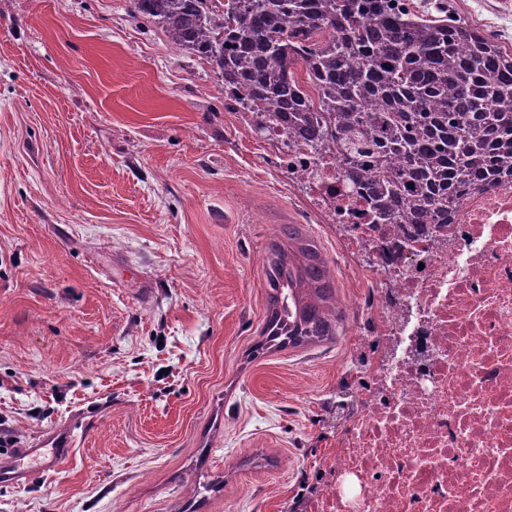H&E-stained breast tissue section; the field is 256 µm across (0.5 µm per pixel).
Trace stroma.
Here are the masks:
<instances>
[{
  "mask_svg": "<svg viewBox=\"0 0 512 512\" xmlns=\"http://www.w3.org/2000/svg\"><path fill=\"white\" fill-rule=\"evenodd\" d=\"M288 224L343 321L259 355ZM365 267L131 0H0V434L74 428L0 512H308L353 424ZM74 444V434L71 427L62 426L55 428L52 432L46 435L42 440V446H50L54 448V459L61 460L69 455L70 449Z\"/></svg>",
  "mask_w": 512,
  "mask_h": 512,
  "instance_id": "stroma-1",
  "label": "stroma"
}]
</instances>
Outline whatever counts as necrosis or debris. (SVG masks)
Listing matches in <instances>:
<instances>
[{
    "label": "necrosis or debris",
    "instance_id": "necrosis-or-debris-1",
    "mask_svg": "<svg viewBox=\"0 0 512 512\" xmlns=\"http://www.w3.org/2000/svg\"><path fill=\"white\" fill-rule=\"evenodd\" d=\"M289 176L351 244L376 240L362 322L360 410L321 512H512V184L452 205L440 246H396L350 204L334 155L280 146Z\"/></svg>",
    "mask_w": 512,
    "mask_h": 512
}]
</instances>
